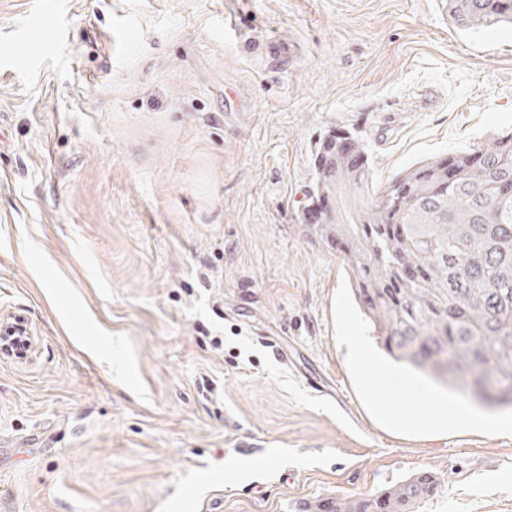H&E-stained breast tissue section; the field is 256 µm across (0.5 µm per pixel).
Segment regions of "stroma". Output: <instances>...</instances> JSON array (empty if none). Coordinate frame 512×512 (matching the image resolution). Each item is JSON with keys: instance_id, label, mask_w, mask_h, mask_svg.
<instances>
[{"instance_id": "1", "label": "stroma", "mask_w": 512, "mask_h": 512, "mask_svg": "<svg viewBox=\"0 0 512 512\" xmlns=\"http://www.w3.org/2000/svg\"><path fill=\"white\" fill-rule=\"evenodd\" d=\"M445 0H0V512H303L418 470L512 512V436H402L304 231L320 140L370 184L512 129V26ZM448 16L466 32L512 24V0H448Z\"/></svg>"}]
</instances>
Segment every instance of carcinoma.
<instances>
[{"instance_id":"1","label":"carcinoma","mask_w":512,"mask_h":512,"mask_svg":"<svg viewBox=\"0 0 512 512\" xmlns=\"http://www.w3.org/2000/svg\"><path fill=\"white\" fill-rule=\"evenodd\" d=\"M466 32L512 24V0H448ZM312 205L336 213L307 225L336 248L361 314L385 355L449 386L492 384L512 405V130L475 149L416 163L365 194L363 141L330 135L317 150ZM437 477L417 471L385 491L324 500L312 512H412Z\"/></svg>"}]
</instances>
